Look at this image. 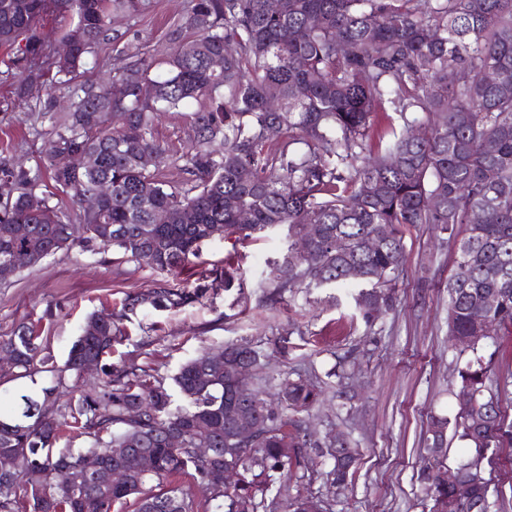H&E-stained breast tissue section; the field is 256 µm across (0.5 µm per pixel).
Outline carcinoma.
Instances as JSON below:
<instances>
[{
    "label": "carcinoma",
    "instance_id": "cac0c4a2",
    "mask_svg": "<svg viewBox=\"0 0 512 512\" xmlns=\"http://www.w3.org/2000/svg\"><path fill=\"white\" fill-rule=\"evenodd\" d=\"M149 7L150 0H0V48L13 54L18 96L58 92L67 103L66 119L41 148L43 166L0 163V261L20 272L78 246L140 265L147 248L148 267L162 275L148 293L126 294L109 320L91 315L62 367L41 355L40 336L27 325L0 336L10 367L51 380L39 396L19 395L13 414L0 418V448L21 457L14 478L0 477V512H17L21 499L28 512H82L78 496L90 503L88 512H124L129 503L133 512H149L148 500L155 512H167L170 499L181 512H304V501L319 499L292 486L310 478L308 449L320 447L302 419L322 397L309 378H285L273 401L266 378L256 377L246 402L254 410L272 405L268 426L238 463L237 482L217 496L209 491L210 463L193 449L222 455L239 447L230 439L227 404L235 393L224 364L203 351L168 384L150 368L103 362L146 304L193 305L217 282L247 303L232 254L192 284L182 272L196 265L204 243L242 244L284 226L287 252L269 262L272 291L264 303L353 283L354 307L367 326L375 307L388 309L396 298L402 228L424 224L447 235L457 250L447 284L456 386L471 391L473 404L452 420L430 416L423 444L437 447L453 428L471 449L458 469L482 448L495 454L512 446V421L501 407L512 382L492 378L498 335L485 336L473 312L475 301L491 298L485 319L512 331V0H278L273 11L267 0H190L168 32L165 58L137 51L111 80L84 79L97 65L96 48L109 39L112 16L134 18ZM49 16L63 39L83 31L62 60L45 53ZM215 57L223 61L218 70ZM463 70L467 82L459 79ZM168 112L188 113L194 127L179 154L152 136ZM416 127L427 134L415 138ZM271 129L288 131L275 148ZM68 150L93 155L94 166L58 170L56 156ZM145 156L151 165L141 163ZM171 168L184 177L170 179ZM487 171L495 173L491 183ZM45 177L73 204L103 180L112 195L99 212L80 211L76 236L69 213L37 192ZM156 210L168 211L171 222L153 223ZM244 211L247 224L240 223ZM47 212L55 223L44 222ZM308 224L321 225L322 235L302 251L297 243ZM225 350L260 364L259 350L246 342ZM86 357L101 362V384L89 390L80 374ZM350 363L351 355L336 356L325 376L345 379ZM65 427L87 437L88 446L58 448ZM173 433L181 436L178 447L168 441ZM336 438L347 452L330 453L325 476L328 493L341 498L359 451L349 434ZM111 448L151 452L157 472L143 476L131 462L126 485L108 492L80 470L73 486L53 484L56 468L84 454L112 464ZM443 468L428 456L417 474L429 512H467L440 481ZM489 497L490 487L473 486L475 512H492Z\"/></svg>",
    "mask_w": 512,
    "mask_h": 512
}]
</instances>
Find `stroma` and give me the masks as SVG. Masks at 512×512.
Wrapping results in <instances>:
<instances>
[{
  "label": "stroma",
  "instance_id": "1",
  "mask_svg": "<svg viewBox=\"0 0 512 512\" xmlns=\"http://www.w3.org/2000/svg\"><path fill=\"white\" fill-rule=\"evenodd\" d=\"M188 8L189 0H152L140 18L119 20V37L99 49L100 65L92 79L111 77L134 48L161 54L170 26ZM11 66L0 50V158L32 169L52 130V118L62 112L45 96L30 102L18 99L1 77ZM404 236L406 261L398 302L372 329L352 322L354 307L347 289L288 295L272 309L259 305L258 284L269 260L283 252L282 239L258 235L236 248L216 240L204 247L202 259L206 267H219L231 249H238L247 306L235 304L233 294L219 286L202 302L183 309L146 308L105 361L148 365L169 379L202 350L246 341L264 350L265 372L276 379L293 369L321 375L335 355L352 354V410L327 404L311 418L318 438L350 433L362 454L347 497L328 500L326 512H427L415 480L421 434L429 415L452 418L459 410L448 351L446 288L455 250L424 225L406 227ZM157 278L154 270L130 261L105 259L77 247L60 251L0 286V336L11 335L22 323L37 325L46 353L56 365H64L91 314L111 312L125 294L148 291ZM284 333L290 336L291 348L283 357L275 353L274 344ZM485 475L497 512H512V447L499 450L486 464Z\"/></svg>",
  "mask_w": 512,
  "mask_h": 512
}]
</instances>
